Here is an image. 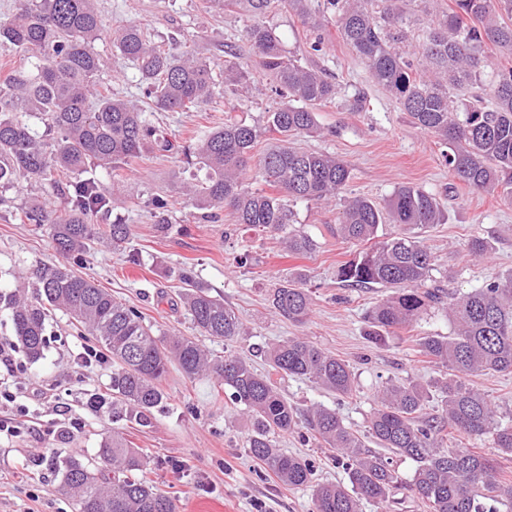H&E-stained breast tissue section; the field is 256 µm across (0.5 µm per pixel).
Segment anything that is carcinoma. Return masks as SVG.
<instances>
[{
  "label": "carcinoma",
  "mask_w": 512,
  "mask_h": 512,
  "mask_svg": "<svg viewBox=\"0 0 512 512\" xmlns=\"http://www.w3.org/2000/svg\"><path fill=\"white\" fill-rule=\"evenodd\" d=\"M98 0H17L15 12L0 21V45L27 64L0 78V185L20 179L47 181L58 205L34 199L22 208L31 224H47L55 249L76 262L101 239L124 244L129 225L115 219L102 229L92 215L120 204L106 185L88 176L106 172L146 152H170L174 143L144 117L132 100L112 96L105 82L109 65L96 50L104 38ZM203 0L208 12L235 10L244 17L243 36L259 59L269 89L282 97L261 127L225 110L224 125L203 130L182 147L204 172L180 183L181 192L203 220L228 210L237 224L281 234L293 255L305 256L315 244L295 227L293 206L329 201L351 178L347 162L330 154L294 146L299 137L321 134L315 109L336 100L337 86L322 71L288 55L267 15L282 7L316 32L310 49L322 51L323 30L336 18L342 39L366 66L372 81L388 91L412 124L448 145V170L470 191L512 198V66L495 67L483 79L491 44L512 54V0H454V7L423 29L418 50H406L413 5L424 13L437 0ZM113 57L131 62L154 112H200L221 86L248 88L250 73L235 63H217L194 49L173 52L129 24L110 37ZM477 84L492 99L466 103L457 94ZM35 119L42 130L20 118ZM276 142L257 151L266 132ZM273 188H252L246 174ZM445 221L439 201L419 187L398 186L385 204L366 197L345 202L336 222L344 239L368 243L384 224L399 231L340 264L336 279L352 288H391L366 317L365 335L373 344L410 326L430 310H443L454 330L448 336H421L420 351L442 367L438 382L441 413L426 412V392L417 384L382 389L369 420L368 436L386 457L362 441L335 410L324 405L302 409L284 397L272 375L306 378L327 392L348 396L354 389L350 366L301 336L269 347V370L258 372L236 355H217L199 337L232 341L246 334L244 324L221 296L192 282L182 298L196 335L166 334L142 314L112 297L93 280L65 263L41 264L32 272L33 294L0 292V312L12 322L15 344L26 362L42 360L46 320L64 311L87 330L112 360L111 395L93 394L90 407L112 412V419L149 423L164 404L161 383L175 365L190 380L214 378L248 420V455L290 487L311 489L312 512H362L365 503L382 504L400 478L392 457L416 463L409 488L430 512H512V481L496 462L471 450L450 448L447 429L492 437L494 447L512 456V425L496 418L489 399L464 377L512 371V270L467 293H450L432 281L433 257L418 231ZM305 275L281 279L268 294L275 313L301 323L312 310L303 287ZM305 424L311 435L336 449L345 469L342 483H316L309 460L277 448L275 435ZM61 473V489L75 512H178L174 500L149 478L150 460L119 431L101 441L94 461L78 455L51 459Z\"/></svg>",
  "instance_id": "obj_1"
}]
</instances>
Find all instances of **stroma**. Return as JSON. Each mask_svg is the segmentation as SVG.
I'll list each match as a JSON object with an SVG mask.
<instances>
[{
	"mask_svg": "<svg viewBox=\"0 0 512 512\" xmlns=\"http://www.w3.org/2000/svg\"><path fill=\"white\" fill-rule=\"evenodd\" d=\"M103 25L115 30L130 23L144 26L156 40L177 39L206 49L216 62L232 60L254 69V57L243 37L239 14L205 12L201 0H98ZM283 47L302 62L321 68L336 83L332 104L316 109L321 136L305 137L298 145L307 150L336 155L347 161L352 177L344 193L384 202L393 189L408 183L436 195L446 209V221L423 230L421 237L431 251L433 278L451 291L469 292L512 270V202L469 192L454 182L445 162L447 147L437 138L411 124L406 112L370 79L363 63L341 39L335 23L323 30L319 54H308L309 30L288 11L268 17ZM367 100L364 111L350 108L354 96ZM280 97L261 91L251 96L226 94L203 112H146L175 145L169 153L148 152L132 163L100 173L122 204L114 209L132 229L126 250L94 244L74 269L92 278L112 296L137 308L147 323L166 332L193 335L191 321L180 305L184 275L222 296L240 315L247 334L227 344L205 339L217 353L233 352L264 369L263 351L270 343L304 336L346 360L353 371L356 391L337 398L307 379L286 376L278 381L281 392L298 406L313 403L336 410L348 426L366 432L367 420L377 393L384 386L414 383L429 395L428 412H438L436 388L444 369L423 356L420 336H445L451 324L443 312L432 311L417 324L397 329L386 342L375 345L364 334V316L389 296L386 288H347L336 278L340 263L363 251L360 243L347 242L336 234V216L342 206L335 200L322 205L297 204L300 229L317 242L307 256L288 254L278 239L260 227L235 223L229 212L218 220L201 223L179 189L186 171L179 146L189 144L197 131L220 125L230 105L241 104L248 119L264 124L265 114L277 107ZM168 201L166 228L155 222L151 200ZM30 197L55 200L49 184L26 181L0 188V287L14 288L28 279L38 265L59 259L47 225L24 223L17 204ZM488 240L490 255L468 257L472 237ZM137 252L141 264L127 263L128 252ZM247 265H240L241 256ZM304 270L312 312L300 324L277 316L267 292L283 276ZM49 347L43 360L23 363L13 371L0 369V386L16 400L0 408L14 418L15 435H0V512H74L70 498L59 490L60 477L51 468V455H96L102 437L112 428L110 416L91 410V394L108 393L112 362L103 357L84 364L79 354L95 348L94 338L77 328L61 312H53L47 326ZM167 394L149 425L124 423V433L135 447L151 458V478L174 496L179 512H311V493L283 485L263 473L244 452L246 418L215 381H189L177 367H170L162 381ZM284 451L310 458L317 481H340L334 449L305 442L298 434L277 439ZM403 481L382 506L365 505L364 512H430L413 498L404 483L414 464L395 459Z\"/></svg>",
	"mask_w": 512,
	"mask_h": 512,
	"instance_id": "1",
	"label": "stroma"
}]
</instances>
